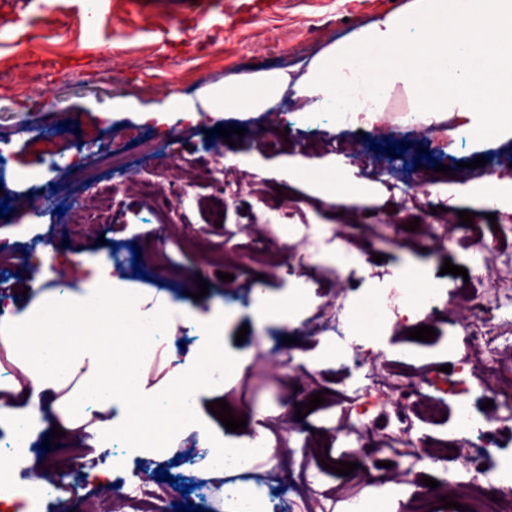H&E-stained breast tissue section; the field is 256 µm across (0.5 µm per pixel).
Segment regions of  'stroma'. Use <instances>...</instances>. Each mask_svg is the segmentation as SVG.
Instances as JSON below:
<instances>
[{"label":"stroma","mask_w":512,"mask_h":512,"mask_svg":"<svg viewBox=\"0 0 512 512\" xmlns=\"http://www.w3.org/2000/svg\"><path fill=\"white\" fill-rule=\"evenodd\" d=\"M196 12L180 11L174 0H153L142 7L139 0H0V148L9 149L11 159L0 169V190L9 198L10 210L0 215V228L10 235L8 254H0V277L7 283L0 297L16 305H27L21 290L30 286L34 272L22 252H35L39 245L56 247L57 270L69 286H76L74 272L67 264L73 254L94 256L108 253L117 271L133 279L135 271L154 277L158 263L175 269L162 289L174 298L196 291L197 279L208 284L210 296L236 304L237 315L224 332L226 350L245 365L242 376L226 378L224 384L240 411L263 410L262 424L268 430L288 434L291 447L300 451L287 475L265 468L261 457L249 458L243 468L230 475V482L267 485L274 492L278 512H353L357 504L390 486L395 496H411L415 480L426 477L438 483L427 512H445L442 502L470 505L467 488H452L448 476L429 464L410 468L409 456L397 453L389 436L397 428L393 403L397 389L385 388L376 407L362 403H339L336 394L360 381L372 370L396 369L418 378L429 376L423 386L426 400L440 406L444 418L438 424L415 422L416 435L428 443L459 438L470 444L472 453L483 454L486 464L499 466L512 455V422L495 432L494 447L482 450L475 437L458 432L456 406L469 403L480 409L492 401L490 415H504L512 409V384L495 383L493 392L475 389L472 369L481 368L484 347L462 336L463 326L448 306L454 303L460 277L449 276L440 303L446 311L431 322L437 331L429 342L408 338L399 329H385L386 314L399 313L397 303L371 305L363 286H347L333 265H310L307 256L337 240L346 241L357 254L367 257L366 279L381 283L393 277L402 260L414 258L433 273L444 261L477 268L478 252L448 249L459 226L455 210L422 216L417 202H409L407 220H418L416 230L387 221L388 200L378 195L353 212L336 215L313 196L307 184L262 176L258 170L228 166L224 157L233 149L215 136L216 126L244 129L240 156H259L266 167H279L291 157L322 158L344 154L355 143H385V136L367 128L335 130L329 124L304 125L293 115L294 104L282 99L274 110L288 113L287 138L268 141L264 132L271 114L258 117L217 118L192 126L170 118L156 125L136 119L169 96L181 95L202 105L210 90L223 87L238 74L255 69H285L309 60L324 47L368 23L375 15L396 9L404 0H269L258 15L244 12L245 0H198ZM122 99L130 108L112 109ZM51 112L57 122L51 132L42 128L43 113ZM412 163L395 172L385 169V156L369 149L356 166L360 177L376 183L402 180L408 174L432 172L434 164L456 167L458 163L485 157L487 168L501 170L504 158L512 156V141L490 140L476 146L464 136L453 146L439 139L410 136ZM92 144L94 157L79 158L81 143ZM57 166H50V159ZM45 171L58 191L50 198L36 195L34 184L15 186L16 169ZM195 175L194 197L205 199L215 192L217 180L238 183L236 199L227 200L223 214L196 205L182 204L167 193L172 171ZM145 176L154 180L162 193L151 203L120 191L121 177ZM115 195L108 223L76 228L69 215L90 210L98 195ZM294 201L286 216L274 214L281 198ZM64 215H57L56 207ZM293 233L291 246L281 240L283 227ZM381 254L382 262L372 261ZM223 256V264L211 263L210 255ZM492 281L503 289L504 307L498 317L483 328L499 347V366L512 374V251L489 260ZM231 274V281L220 278ZM305 279L308 291L298 307L295 330L272 320L262 331H249L244 340L236 334L250 317L246 312L255 287L279 296L287 295L297 279ZM359 329L366 333L361 355L364 367L357 368L347 351L339 352L336 366L319 368V361L335 349L337 331ZM294 344H284L286 335ZM336 350V349H335ZM325 392V402L296 420V406L308 403L316 392ZM365 418L376 419L379 443L377 465L360 466L349 475L323 469L312 449L302 446L300 426L314 429L313 448H327L329 456L348 459L356 440L350 427ZM81 428H74L48 459L34 457L30 468L43 463L66 464L70 480L82 484L83 496L70 499V512H85L97 503L103 512H133L113 495L117 479L135 482L148 461L129 460L123 449H111L96 465L72 456L85 447ZM183 456L177 463H162L181 484L165 485L158 512H176L178 503H190L200 512H219L205 491L194 490L196 478L190 462L194 437L181 442ZM315 477L321 490L309 488L306 477ZM189 485L190 494L180 492Z\"/></svg>","instance_id":"35a3bbf8"}]
</instances>
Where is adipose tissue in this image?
<instances>
[{
  "instance_id": "1",
  "label": "adipose tissue",
  "mask_w": 512,
  "mask_h": 512,
  "mask_svg": "<svg viewBox=\"0 0 512 512\" xmlns=\"http://www.w3.org/2000/svg\"><path fill=\"white\" fill-rule=\"evenodd\" d=\"M286 93L302 100L296 117L305 124L370 127L400 100L409 122L447 129L453 137L466 134L477 145L512 139V0H407L323 49L299 77L283 70L244 73L213 91L206 111L171 96L139 118L160 122L174 113L195 124L207 113L258 114ZM278 174L307 178L331 208L363 203L382 190L335 158L313 165L291 158ZM432 194L453 204L467 200L512 211V179L496 175L440 184ZM36 257L34 301L0 314V342L27 376L13 388L23 447L37 440L29 418L51 410L62 429L88 418L95 441L120 436L133 459H163L175 442L195 434L197 472L207 481L223 480L251 453L272 469L287 459L288 449L272 443L266 429L226 433L208 408L226 396L225 372L243 370L224 346L232 304L216 298L203 311L166 293L146 297L103 254L73 255L81 283L58 288L51 284L52 251L39 247ZM395 283L408 296L401 313L410 320L415 297L445 285L407 260ZM305 290L300 281L285 300L258 294L251 306L254 326L272 319L291 325ZM181 330L193 344L177 345ZM156 350L173 365L160 384L141 367Z\"/></svg>"
}]
</instances>
